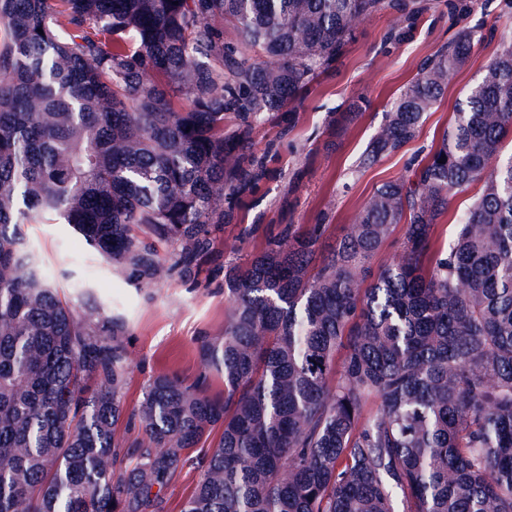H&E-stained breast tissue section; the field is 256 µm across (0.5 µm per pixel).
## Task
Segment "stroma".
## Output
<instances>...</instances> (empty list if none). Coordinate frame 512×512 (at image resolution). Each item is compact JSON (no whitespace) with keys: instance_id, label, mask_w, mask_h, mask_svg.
I'll return each mask as SVG.
<instances>
[{"instance_id":"1","label":"stroma","mask_w":512,"mask_h":512,"mask_svg":"<svg viewBox=\"0 0 512 512\" xmlns=\"http://www.w3.org/2000/svg\"><path fill=\"white\" fill-rule=\"evenodd\" d=\"M464 0H438L415 29L397 44L385 37L399 23L393 11L360 20L342 59L322 73L299 107L300 121L287 136L268 124L255 134L257 148L276 142L275 178L261 184L245 206L227 219L220 256L198 277L172 275L139 287L86 248L65 224H29L27 239L43 261L48 283L73 299L88 297L106 313L122 314L129 325L132 358L126 389L127 406H135L152 377L175 371L195 378L202 365L197 340L224 335L229 305L224 295V264L241 261L261 250L264 226L325 225L321 251L331 249L355 222L377 187L416 166L438 145L454 121L455 106L482 68L512 41V5L507 0H478L463 9ZM464 27L480 28L482 42L467 63L448 78V87L418 136L399 151L362 168L358 159L384 114L417 75L422 61L448 43ZM368 106L340 136L328 135L324 118L330 109L355 97Z\"/></svg>"}]
</instances>
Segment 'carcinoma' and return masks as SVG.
<instances>
[{"label": "carcinoma", "instance_id": "cac0c4a2", "mask_svg": "<svg viewBox=\"0 0 512 512\" xmlns=\"http://www.w3.org/2000/svg\"><path fill=\"white\" fill-rule=\"evenodd\" d=\"M428 9L0 0V512H168L187 468L199 479L182 512H512V155L490 167L512 134L511 42L335 249L318 254L320 224H277L259 254L224 263V337L200 340L194 379L159 374L131 409L125 320L49 287L22 231L68 224L137 286L199 276L226 209L273 174L277 150L256 152L255 130L296 127L360 19L400 13L398 43ZM482 39L462 29L426 58L358 167L417 137ZM361 110L329 113V131ZM475 181L433 253L436 220ZM402 222L397 256L373 271Z\"/></svg>", "mask_w": 512, "mask_h": 512}]
</instances>
